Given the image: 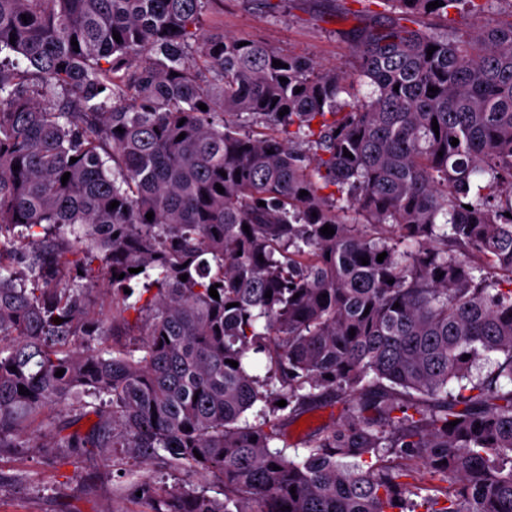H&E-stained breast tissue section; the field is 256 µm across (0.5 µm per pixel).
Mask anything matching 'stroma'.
<instances>
[{"mask_svg":"<svg viewBox=\"0 0 512 512\" xmlns=\"http://www.w3.org/2000/svg\"><path fill=\"white\" fill-rule=\"evenodd\" d=\"M383 11L381 0H210L204 26L350 71L353 30L378 25ZM146 476L221 493L216 479L163 452L144 463L122 448L89 458L31 434L25 447L0 448V512H145L135 485Z\"/></svg>","mask_w":512,"mask_h":512,"instance_id":"35a3bbf8","label":"stroma"}]
</instances>
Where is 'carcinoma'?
Instances as JSON below:
<instances>
[{
    "label": "carcinoma",
    "mask_w": 512,
    "mask_h": 512,
    "mask_svg": "<svg viewBox=\"0 0 512 512\" xmlns=\"http://www.w3.org/2000/svg\"><path fill=\"white\" fill-rule=\"evenodd\" d=\"M209 2L0 0V448L163 451L224 488L144 479L149 512H418L425 479L424 512H512V12L384 0L349 72L207 31ZM321 402L343 421L288 458L279 422ZM510 4L507 1L499 2L496 5V9L494 14H486V15H473L470 13H455L451 11L449 14V18L454 20L455 26L462 28L464 30L473 29L476 27H480L483 23L490 18H501L506 19L510 12Z\"/></svg>",
    "instance_id": "cac0c4a2"
}]
</instances>
